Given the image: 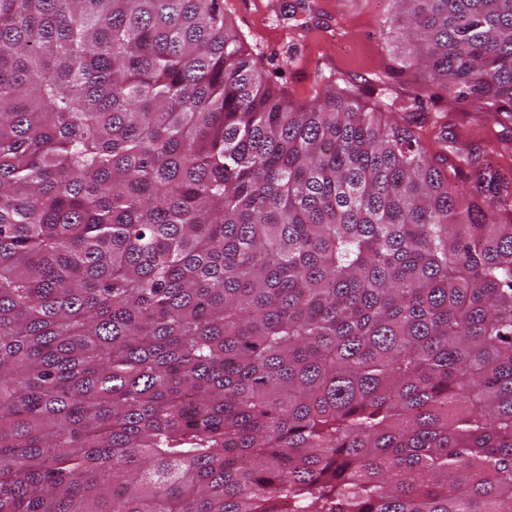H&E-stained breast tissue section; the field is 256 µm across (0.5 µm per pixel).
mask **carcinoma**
<instances>
[{
    "label": "carcinoma",
    "mask_w": 512,
    "mask_h": 512,
    "mask_svg": "<svg viewBox=\"0 0 512 512\" xmlns=\"http://www.w3.org/2000/svg\"><path fill=\"white\" fill-rule=\"evenodd\" d=\"M512 120V0H394ZM0 512H512V178L223 0H0Z\"/></svg>",
    "instance_id": "cac0c4a2"
}]
</instances>
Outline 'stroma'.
<instances>
[{
	"mask_svg": "<svg viewBox=\"0 0 512 512\" xmlns=\"http://www.w3.org/2000/svg\"><path fill=\"white\" fill-rule=\"evenodd\" d=\"M224 11L261 57L269 82L293 101L334 84L365 108L420 128L428 147L480 146L512 176V123L452 101L400 62L387 35L393 0H224Z\"/></svg>",
	"mask_w": 512,
	"mask_h": 512,
	"instance_id": "35a3bbf8",
	"label": "stroma"
}]
</instances>
